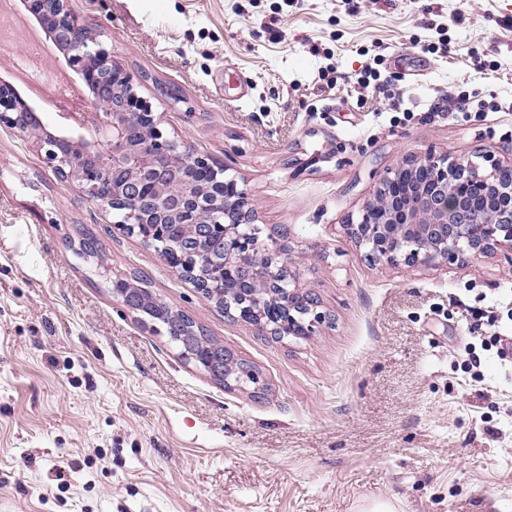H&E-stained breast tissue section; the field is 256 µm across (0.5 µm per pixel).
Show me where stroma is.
Here are the masks:
<instances>
[{
  "label": "stroma",
  "instance_id": "obj_1",
  "mask_svg": "<svg viewBox=\"0 0 512 512\" xmlns=\"http://www.w3.org/2000/svg\"><path fill=\"white\" fill-rule=\"evenodd\" d=\"M68 4L164 135L250 192L328 320L225 317L0 125V512H512V249L388 266L346 230L407 157L512 161V0ZM116 275L263 395L187 362ZM112 296L124 307L132 311L139 312L145 308L147 304L168 308L165 303L153 296L147 288L141 285H135L127 278H123L119 275H116L115 278L112 279ZM209 372V375L214 379H218V381H224L227 383V386L234 388L229 379L231 376L235 375V377L240 378L250 377L255 384L254 389L261 390L259 384V379L251 366L242 360L235 358L231 353L224 350V355H222V359H218L209 364V367H206Z\"/></svg>",
  "mask_w": 512,
  "mask_h": 512
}]
</instances>
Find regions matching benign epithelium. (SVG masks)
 I'll list each match as a JSON object with an SVG mask.
<instances>
[{
  "instance_id": "1",
  "label": "benign epithelium",
  "mask_w": 512,
  "mask_h": 512,
  "mask_svg": "<svg viewBox=\"0 0 512 512\" xmlns=\"http://www.w3.org/2000/svg\"><path fill=\"white\" fill-rule=\"evenodd\" d=\"M24 2L64 47L67 66L105 117L104 132L88 139L82 133L88 124L79 113L63 112L64 129L52 133L27 100L5 87L0 88V123L32 139L46 163L71 178L85 197L120 213L122 219L113 224L120 233L135 235L137 223L184 225L180 241L190 249L173 269L182 278L191 268L213 284L221 276L234 281L237 297L220 302L202 293L225 316L279 339L314 335L327 316L311 295L290 287L288 245L239 232L240 225L256 222L257 204L247 190L233 177L216 188L196 189L173 178L179 169L205 173L217 165L164 135L160 115L137 94L133 76L70 11L68 0ZM347 230L368 255L391 266L463 263L502 245L512 248V164L492 162L485 168L430 152L406 158ZM112 296L132 311L165 306L147 288L119 275L112 279ZM207 370L226 383L248 376L260 389L251 366L227 351Z\"/></svg>"
}]
</instances>
